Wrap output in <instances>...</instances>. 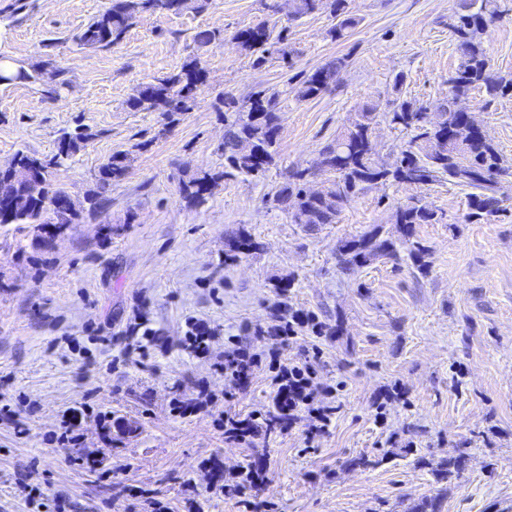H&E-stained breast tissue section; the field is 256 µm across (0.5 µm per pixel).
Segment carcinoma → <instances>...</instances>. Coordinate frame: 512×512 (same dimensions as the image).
<instances>
[{"label": "carcinoma", "mask_w": 512, "mask_h": 512, "mask_svg": "<svg viewBox=\"0 0 512 512\" xmlns=\"http://www.w3.org/2000/svg\"><path fill=\"white\" fill-rule=\"evenodd\" d=\"M347 0H284L276 11H285L295 19L326 11L337 19L331 30L335 38L356 26L358 21L346 11ZM207 0H112V4L93 18L74 35V42L83 48L101 49L118 43L134 20L142 13H177L191 7L203 10ZM509 13L505 0H459L458 11L450 29L456 41L459 63L448 78V98L434 106L433 111L420 105L402 103L391 112L390 121L412 132L411 139L400 148L395 161L385 166L376 157L372 139L376 123L375 108L367 106L348 119L336 137L326 144L315 161L316 167L330 173L334 179L320 194L306 189L311 169L297 170L288 175L276 192L273 201L287 211L292 223L313 229L322 224H335L345 205L358 193L377 183L387 182L421 188L441 179L471 189L468 194L467 221H491L502 212V186L493 175L505 170L507 160L498 147L475 134L465 133L464 122L470 110L473 92L483 93L488 99L512 96V75L495 72L483 47V35L498 16ZM234 40L250 55L253 63L262 65L272 54V48L283 43L282 33L262 22L240 30ZM347 66L345 58H336L307 74L296 87L300 100L317 98L331 89ZM206 71L192 60L180 71L160 78L155 83L139 88L128 104L135 111L164 112L170 116L188 112L198 84L204 82ZM279 92L262 89L238 102L224 98V108L235 113L224 131V171L202 170L181 182L180 196L188 204L198 206L206 201V194L228 174V170L257 176L263 173L277 152L280 116ZM86 135L77 133L61 140L57 153L38 157L19 150L14 158L28 165L33 172L30 184L12 181L0 171V207L12 197H28L27 209L10 215L0 213V225L30 224L35 228L52 224L61 228L83 218L79 210L50 211L45 200L64 194L63 188L52 181L55 170L63 166L81 148ZM248 140L252 151L241 155L240 141ZM128 155L115 156L102 168L100 181L119 180L127 172ZM393 223L402 226L403 241L408 256L422 273L427 271L429 249L413 239L417 224H432L440 220L436 210L411 197L396 206ZM340 262L345 266L363 267L379 258L396 260V243L382 235L378 226L359 236L340 241ZM465 455L437 464L434 474L444 481L460 472Z\"/></svg>", "instance_id": "cac0c4a2"}]
</instances>
